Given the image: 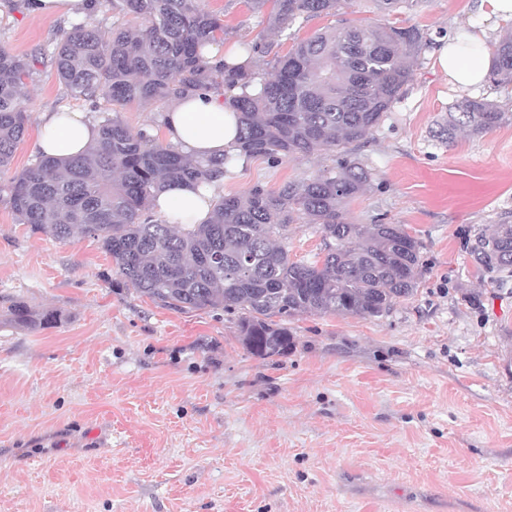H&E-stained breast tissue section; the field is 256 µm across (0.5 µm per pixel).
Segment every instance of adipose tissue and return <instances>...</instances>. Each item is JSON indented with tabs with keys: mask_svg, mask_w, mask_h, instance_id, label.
Wrapping results in <instances>:
<instances>
[{
	"mask_svg": "<svg viewBox=\"0 0 512 512\" xmlns=\"http://www.w3.org/2000/svg\"><path fill=\"white\" fill-rule=\"evenodd\" d=\"M466 42L476 45L478 52L465 66L461 47ZM481 43V38L471 35L442 46L438 63L454 83L464 87L484 84L490 59ZM162 130L165 143L195 161L239 152L236 115L220 94L196 92L175 100L163 114ZM96 136L94 124L84 113L45 112L40 116L36 148L40 155L64 162L83 153ZM216 191L213 185L202 189L188 181L174 182L159 192L154 211L169 224H199L208 218Z\"/></svg>",
	"mask_w": 512,
	"mask_h": 512,
	"instance_id": "obj_1",
	"label": "adipose tissue"
}]
</instances>
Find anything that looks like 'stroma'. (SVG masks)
Returning a JSON list of instances; mask_svg holds the SVG:
<instances>
[{"label": "stroma", "instance_id": "1", "mask_svg": "<svg viewBox=\"0 0 512 512\" xmlns=\"http://www.w3.org/2000/svg\"><path fill=\"white\" fill-rule=\"evenodd\" d=\"M225 45L271 47L259 68L332 27L380 20L373 0L270 32L250 0H200ZM431 44L403 98L354 144L373 169L347 208L355 224H400L421 244L415 295L376 318L305 314L282 356L250 353L236 315L181 313L112 285L99 242L17 221L6 186L37 158L45 111H107L70 95L48 54L68 18L0 0V45L46 54L22 93L28 131L0 174V512H512V288L473 266L478 231L512 221V120L438 138L467 91L437 58L464 31L494 44L481 0H415L389 17ZM335 152L254 158L224 193L320 174ZM54 324L10 320L15 302Z\"/></svg>", "mask_w": 512, "mask_h": 512}]
</instances>
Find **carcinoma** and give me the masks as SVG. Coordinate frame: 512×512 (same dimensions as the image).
I'll use <instances>...</instances> for the list:
<instances>
[{"mask_svg":"<svg viewBox=\"0 0 512 512\" xmlns=\"http://www.w3.org/2000/svg\"><path fill=\"white\" fill-rule=\"evenodd\" d=\"M112 7L105 38L88 22L64 33L52 49L57 76L69 93L94 101L106 90L110 112L85 153L65 162L39 157L10 178L8 203L19 223L65 241L91 237L112 258L117 287L131 288L180 312L240 313L245 348L280 356L292 345L290 319L303 314L378 317L414 294L422 275L421 244L400 224H353L346 206L372 178L349 146L378 127L412 78L427 46L415 26L353 24L316 33L276 60L275 74L254 93L247 88L262 43H246L245 66L210 65L206 47L224 35V20L196 0H95ZM341 0H253L267 10L268 28L284 32L300 17L334 15ZM131 16L136 26L125 22ZM43 52L17 55L0 46V174L24 139L29 115L20 85ZM489 81L512 83V27L492 45ZM202 89L224 91L239 113L240 155L277 165L288 156L339 154L336 167L276 191L255 186L217 194L203 224L153 219L156 193L172 180L207 186L231 174L230 157L193 162L147 131H132L120 109L175 99ZM485 97H464L439 138L453 145L461 130L482 137L508 120ZM316 224L323 256L293 261L282 243L288 225ZM470 254L479 271L501 285L512 277V224L477 234ZM18 325L56 319L22 301L11 309ZM280 317V322L270 317Z\"/></svg>","mask_w":512,"mask_h":512,"instance_id":"obj_1","label":"carcinoma"}]
</instances>
